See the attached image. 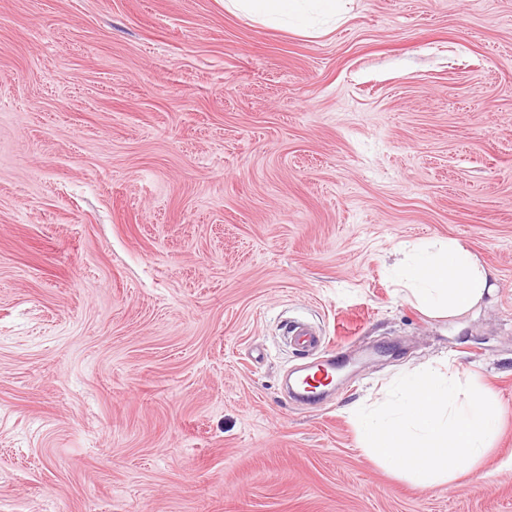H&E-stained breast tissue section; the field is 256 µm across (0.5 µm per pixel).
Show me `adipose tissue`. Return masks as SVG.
I'll return each mask as SVG.
<instances>
[{"label":"adipose tissue","mask_w":512,"mask_h":512,"mask_svg":"<svg viewBox=\"0 0 512 512\" xmlns=\"http://www.w3.org/2000/svg\"><path fill=\"white\" fill-rule=\"evenodd\" d=\"M333 14L342 0H228L236 10L270 19L299 15L308 2ZM401 287L408 299L428 316H456L482 304L493 295L497 274L480 265L468 247L449 240L440 248L423 246L406 252L400 261Z\"/></svg>","instance_id":"1"}]
</instances>
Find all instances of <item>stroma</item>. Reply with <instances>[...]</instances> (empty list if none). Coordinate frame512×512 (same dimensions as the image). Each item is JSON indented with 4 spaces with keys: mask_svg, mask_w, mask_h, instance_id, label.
Instances as JSON below:
<instances>
[{
    "mask_svg": "<svg viewBox=\"0 0 512 512\" xmlns=\"http://www.w3.org/2000/svg\"><path fill=\"white\" fill-rule=\"evenodd\" d=\"M316 26L0 0V512H512V0ZM451 239L495 295L432 318L396 250ZM341 349L330 401L287 397ZM444 360L500 429L425 486L352 409Z\"/></svg>",
    "mask_w": 512,
    "mask_h": 512,
    "instance_id": "35a3bbf8",
    "label": "stroma"
}]
</instances>
